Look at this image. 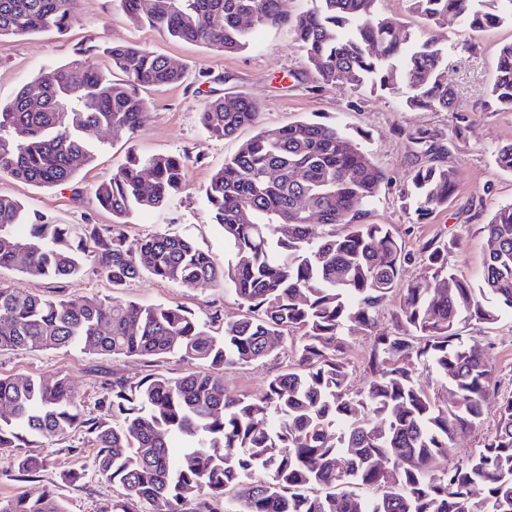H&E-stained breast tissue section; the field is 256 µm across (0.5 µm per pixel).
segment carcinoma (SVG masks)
<instances>
[{
    "label": "carcinoma",
    "mask_w": 512,
    "mask_h": 512,
    "mask_svg": "<svg viewBox=\"0 0 512 512\" xmlns=\"http://www.w3.org/2000/svg\"><path fill=\"white\" fill-rule=\"evenodd\" d=\"M78 0H0V37L62 33ZM135 23L224 53L250 44L252 30L287 24L321 88L338 83L360 94L380 89L410 110L457 112L454 137L469 118L448 69L444 24L474 30L512 22V0H410L434 29L418 41L386 16L379 0H312L293 17L280 0H115ZM87 49L40 72L0 101V174L40 187H62L94 159L90 136L103 128L140 131L147 107L139 89L175 85L185 73L147 48L104 49L116 82L88 60ZM484 109L512 112V42L499 47ZM249 98L218 97L200 112L211 137L257 123ZM432 157L398 189L421 220L448 207L457 189L445 148L432 135H409ZM512 175V143L495 157ZM389 183L361 143L333 125L298 120L261 128L224 160L203 189L212 223L233 257L220 264L191 242L157 234L127 242L118 224H31L17 200L0 196V268L63 279L89 260L114 289L143 274L172 284L220 286L243 307L217 336L210 323L176 305L97 298L45 297L0 283V350L75 346L90 355L163 359L192 366L179 376L115 378L101 406L117 425L85 418L65 375L0 377V450L54 441L85 426L95 434L99 475L122 489L110 512L141 499L154 512H214L212 500L238 501L224 512H512V392L500 404L494 434L461 465L446 462L448 440L480 422L492 371L483 351L462 336L470 321L489 326L512 311V204L495 210L485 233L479 282L448 265L457 242L427 240L430 268L402 280L405 254L386 224L365 207ZM185 186L180 158L131 153L95 190L98 205L123 220L150 211ZM345 227L342 234L336 226ZM25 260L19 261V252ZM398 298L393 329L374 337L367 386L349 388L340 357L345 336L373 327L374 314ZM295 335L292 363L257 395L224 390V369L272 355ZM423 359L442 380L438 403L417 382ZM184 440L175 458L170 444ZM392 464L379 469V461ZM32 474L44 461L16 455ZM483 497L476 501L473 488ZM0 512H65L51 493L0 498Z\"/></svg>",
    "instance_id": "carcinoma-1"
}]
</instances>
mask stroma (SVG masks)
I'll return each mask as SVG.
<instances>
[{"label": "stroma", "mask_w": 512, "mask_h": 512, "mask_svg": "<svg viewBox=\"0 0 512 512\" xmlns=\"http://www.w3.org/2000/svg\"><path fill=\"white\" fill-rule=\"evenodd\" d=\"M446 32L449 45L471 43L476 48L474 56L449 66L446 74L449 85L459 90L462 107L470 111V126L458 139L452 136L455 113L411 111L399 98L380 92L356 97L345 84L318 89L289 26L258 30L247 49L224 53L132 24L113 0H79L77 19L64 33L0 38V100L9 99L20 84L40 70L66 62L78 49L89 46L97 49L92 63L104 71L111 69L102 48L123 43L167 57L174 66L184 69L186 78L182 84L147 92L148 104L138 134L101 132L93 162L70 184L36 187L2 174L0 195L21 201L30 213L54 224H70L78 229L86 224L108 225L112 216L98 206L95 189L124 162L128 152L180 156L186 165L184 189L169 197L159 210L134 214L124 224L123 232L132 243L159 233L176 235L208 251L217 261H224L229 256L224 236L210 219L202 189L225 158L255 134L257 126L217 140L203 131L199 114L211 99L240 93L256 103L258 126H281L306 118L339 126L359 138L390 180L389 187L371 204L369 222L391 225L407 250L413 252L428 239H457L459 246L449 254L448 262L459 275L477 280L484 255L480 229L494 209L512 203V176L502 174L494 165L497 149L512 143V112H475L471 106L492 81L496 49L499 43L512 39V25L505 23L476 32L451 21ZM111 73L113 79L122 77L121 72ZM419 129L432 134L439 145L448 146L446 161L458 175V188L447 208L423 223L405 213L397 199V189L408 172L425 159L408 138ZM0 283L48 297L109 300L116 296L142 304L178 305L205 322L218 311L223 320L214 324L217 333L222 332L225 321L239 313L237 301L220 287L187 288L143 276L118 291L89 264L77 276L64 280L35 279L15 267L1 268ZM395 310V302H387L375 314L373 333L347 336L343 356L351 369L352 390L363 388L372 336L391 331ZM464 334L468 340L484 345L494 384L484 399L481 423L458 432L449 442L447 460L452 465L465 462L483 447L495 431L501 395L512 391V315H503L493 330L470 323ZM292 357L293 350L286 344L264 360L227 369L224 388L232 395L257 394ZM185 369V363L175 358L154 362L138 357L112 358L89 355L75 347L0 350V375H69L85 416L99 420L106 417L99 400L113 378L136 382L152 373L179 375ZM95 448L93 434L83 427L56 441L34 444L26 452L43 459L45 466L28 476L20 475L14 467L13 450L0 451V497H35L49 491L66 512H107L117 489L98 476ZM74 468L81 471V480L63 482L62 473Z\"/></svg>", "instance_id": "1"}]
</instances>
